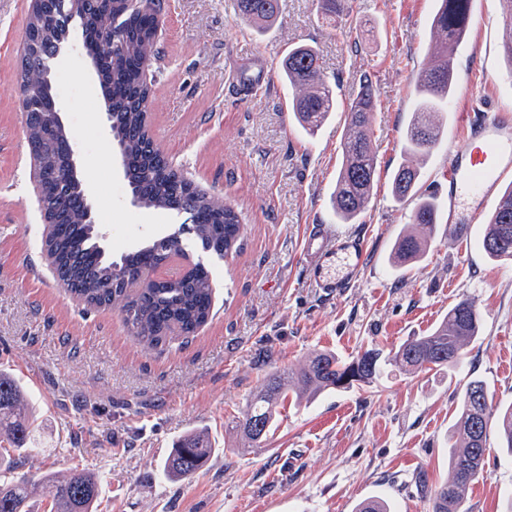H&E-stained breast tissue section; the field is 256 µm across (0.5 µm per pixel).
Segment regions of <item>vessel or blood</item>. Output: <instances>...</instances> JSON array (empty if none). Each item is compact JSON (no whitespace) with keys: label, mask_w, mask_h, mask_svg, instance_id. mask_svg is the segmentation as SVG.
Returning <instances> with one entry per match:
<instances>
[{"label":"vessel or blood","mask_w":512,"mask_h":512,"mask_svg":"<svg viewBox=\"0 0 512 512\" xmlns=\"http://www.w3.org/2000/svg\"><path fill=\"white\" fill-rule=\"evenodd\" d=\"M268 82L263 62H252L247 73L236 74L232 85L245 96ZM463 145L448 153V221L452 224L473 223V216L463 215L462 201L473 198L486 202L499 190L505 169L512 166V115L493 112L478 120L460 124ZM345 254L351 270H359L366 259L361 238L337 235L333 227H313L303 242V254L309 261L314 282L333 291L340 283L327 275L328 265L337 254Z\"/></svg>","instance_id":"1"}]
</instances>
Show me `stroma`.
I'll list each match as a JSON object with an SVG mask.
<instances>
[{"label":"stroma","instance_id":"35a3bbf8","mask_svg":"<svg viewBox=\"0 0 512 512\" xmlns=\"http://www.w3.org/2000/svg\"><path fill=\"white\" fill-rule=\"evenodd\" d=\"M436 0H344L348 21L327 20L316 0H283L278 22L259 31L237 20L235 0H165L158 59L147 71L151 130L163 154L200 189L239 214L240 247L212 263V314L193 336L146 349L120 315L85 306L58 282L44 252L45 223L18 101L29 0H0V370L23 386L34 410L36 449L16 476L38 481L34 512H49L45 474L89 471L100 480L99 512H355L369 498L393 512H431L428 486L449 476L448 438L464 386L483 380L494 405H512V261L489 260L482 224L451 240L440 193L448 146L462 114L512 110V63L500 50L507 20L500 0H474L482 14L456 53L474 96L448 111L445 136L420 163L438 224L422 259L397 271L389 257L411 203L391 176L405 159L414 84L430 62ZM312 45L337 110L306 134L289 107L294 89L276 77L290 46ZM265 60L268 88L237 98L229 77L246 58ZM62 117L104 246L120 256L179 216L134 206L80 30L52 62ZM372 76L377 170L366 213L349 230L366 260L343 288L325 293L302 255L311 225L336 224L331 194L347 105L361 73ZM468 299L480 336L457 366L380 376L300 404L285 401L266 447L244 448L224 422L244 409L264 376L327 350L349 361L427 334L450 305ZM205 431L215 449L187 479L163 463L182 436ZM483 480L470 512H504L512 455L489 437Z\"/></svg>","mask_w":512,"mask_h":512}]
</instances>
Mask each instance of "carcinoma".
I'll return each mask as SVG.
<instances>
[{"instance_id": "1", "label": "carcinoma", "mask_w": 512, "mask_h": 512, "mask_svg": "<svg viewBox=\"0 0 512 512\" xmlns=\"http://www.w3.org/2000/svg\"><path fill=\"white\" fill-rule=\"evenodd\" d=\"M472 0H437L432 18L435 38L429 48L431 63L415 82L413 118L406 130L404 148L415 160L427 156L440 143L445 121L442 112L457 92L454 49L448 37L464 27ZM237 17L265 28L281 13V0H236ZM44 10L27 17V52L19 66L27 87L25 137L31 155L38 159L39 205L47 225L44 248L59 282L86 306L118 312L130 335L147 348L176 336H188L206 324L213 301V275L209 264L189 257L185 236H192L210 257L222 260L240 245L238 213L224 199L197 190L174 169L154 141L145 138L143 114L150 106L151 89L142 79L143 69L155 58L151 29L154 14L126 13L123 0L112 7L83 4L86 13L81 32L99 80L106 111L112 115V139L123 153L125 178L132 196L145 209L188 215L190 223L154 236L120 260L106 256L99 225L85 222L83 180L77 173L60 178L70 166L69 132L55 123L52 105L55 87L46 60L70 35L47 22ZM288 85L302 91L292 103L299 125L312 135L335 111L333 87L323 75L317 52L307 44L288 48L278 72ZM376 95L371 76L358 79L355 98L341 145V164L332 196V209L343 224H354L371 202L377 168L371 139ZM420 168L400 166L393 176L392 192L402 200H415L407 228L391 250L393 266L417 262L427 250L437 224L438 205L419 192ZM483 251L496 261L512 260V187L505 189L486 221ZM481 328L473 302L461 300L448 309L427 334L403 342L390 358L395 366L413 372L442 369L461 362L468 344ZM382 350L370 348L349 363L329 351L310 355L298 368L270 373L253 394L242 416L233 420L249 447L258 448L279 416L278 407L293 390L311 397L326 390L347 389L370 383L380 371ZM32 422L26 415L23 392L16 380L0 372V438L15 457L0 454V469H16L30 451ZM496 430L501 447L512 453V406H493L486 384L469 381L461 397V410L448 454L452 477L430 489L432 512H468L470 486L484 475L490 430ZM212 448L203 433L182 437L165 459L163 472L170 479L196 473L210 458ZM50 512H94L99 495L98 478L73 473L52 479ZM35 483L26 477L0 482V512H31Z\"/></svg>"}]
</instances>
